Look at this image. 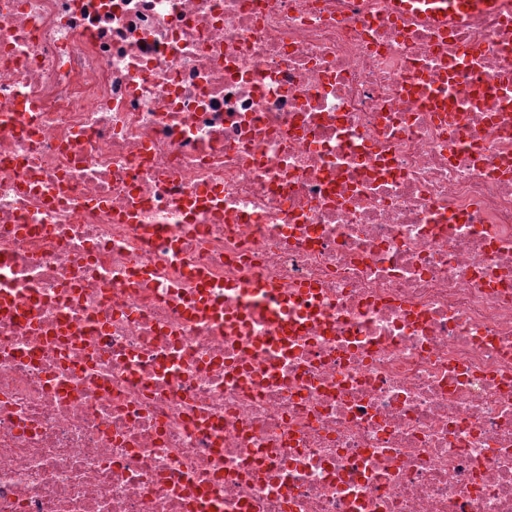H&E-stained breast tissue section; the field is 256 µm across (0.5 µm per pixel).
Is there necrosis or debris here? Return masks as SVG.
<instances>
[{
    "label": "necrosis or debris",
    "instance_id": "obj_1",
    "mask_svg": "<svg viewBox=\"0 0 512 512\" xmlns=\"http://www.w3.org/2000/svg\"><path fill=\"white\" fill-rule=\"evenodd\" d=\"M0 0V512H512V0ZM409 5L419 4L431 6L430 11L438 12L443 17L448 13V19H464L476 13H487L496 10L502 3L500 0H411Z\"/></svg>",
    "mask_w": 512,
    "mask_h": 512
}]
</instances>
